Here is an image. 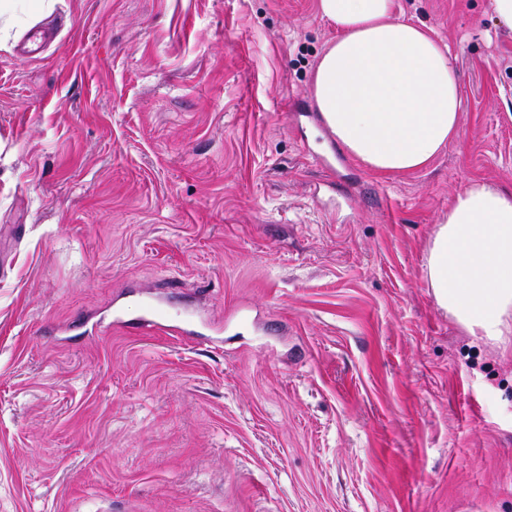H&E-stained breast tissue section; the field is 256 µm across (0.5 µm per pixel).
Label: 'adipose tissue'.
Wrapping results in <instances>:
<instances>
[{
  "mask_svg": "<svg viewBox=\"0 0 512 512\" xmlns=\"http://www.w3.org/2000/svg\"><path fill=\"white\" fill-rule=\"evenodd\" d=\"M394 0H318L336 29L312 81L323 122L375 174L427 167L459 135L455 59ZM427 274L439 307L470 334L512 335V193L481 181L457 194L432 239Z\"/></svg>",
  "mask_w": 512,
  "mask_h": 512,
  "instance_id": "obj_1",
  "label": "adipose tissue"
}]
</instances>
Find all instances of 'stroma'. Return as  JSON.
Instances as JSON below:
<instances>
[{
	"label": "stroma",
	"mask_w": 512,
	"mask_h": 512,
	"mask_svg": "<svg viewBox=\"0 0 512 512\" xmlns=\"http://www.w3.org/2000/svg\"><path fill=\"white\" fill-rule=\"evenodd\" d=\"M459 72L425 169L341 152L317 0H52L0 46V512H512V349L441 309L428 250L512 191V27L395 0ZM220 334L85 335L147 299Z\"/></svg>",
	"instance_id": "obj_1"
}]
</instances>
